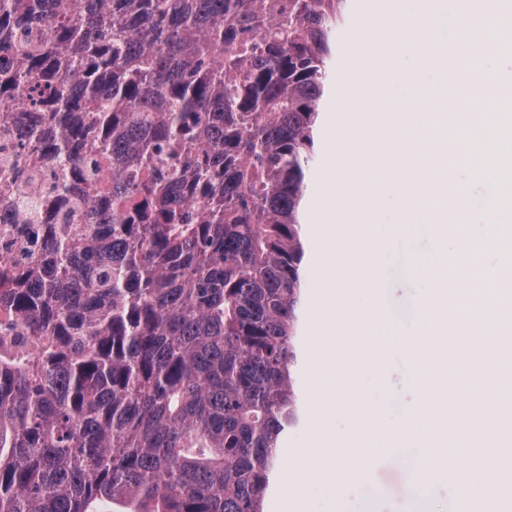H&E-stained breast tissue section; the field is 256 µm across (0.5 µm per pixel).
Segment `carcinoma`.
Listing matches in <instances>:
<instances>
[{"label": "carcinoma", "instance_id": "1", "mask_svg": "<svg viewBox=\"0 0 512 512\" xmlns=\"http://www.w3.org/2000/svg\"><path fill=\"white\" fill-rule=\"evenodd\" d=\"M347 0H0V107L108 188L0 269V512H268ZM40 43H16L32 25ZM327 103V102H326ZM326 103L323 107L325 109ZM329 107V100L327 103V112L324 113V122H323V129L319 135L317 146H316V156L315 161L311 165V173L308 177V186H309V201H308V207H307V232H308V239H307V254H306V260H307V266L309 269L311 268L312 264L315 261V242L313 240V237L311 235L310 231V225L309 223L314 220V217L316 218L318 216V201L320 198L321 193V183H322V176L325 170V167L329 160V153L332 148V144L328 143L326 139L324 138V129L326 126V123L328 121V117L330 113L328 112Z\"/></svg>", "mask_w": 512, "mask_h": 512}]
</instances>
